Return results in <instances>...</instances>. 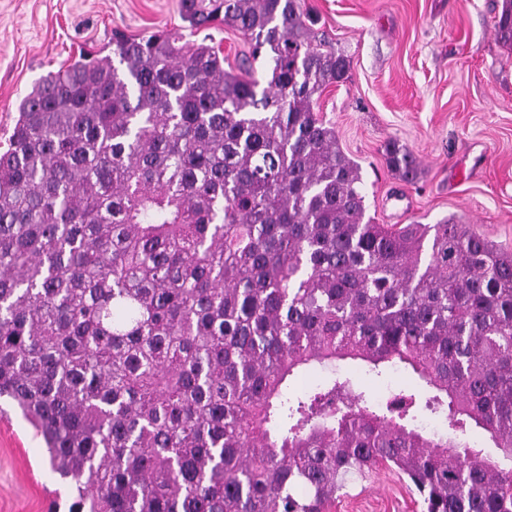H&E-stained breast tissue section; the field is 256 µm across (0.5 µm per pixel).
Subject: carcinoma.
Returning <instances> with one entry per match:
<instances>
[{
  "label": "carcinoma",
  "mask_w": 512,
  "mask_h": 512,
  "mask_svg": "<svg viewBox=\"0 0 512 512\" xmlns=\"http://www.w3.org/2000/svg\"><path fill=\"white\" fill-rule=\"evenodd\" d=\"M178 5L250 56L226 71L204 39L116 31L32 86L0 151V398L75 482L69 512H326L380 465L424 512H512V252L453 217L365 218L314 109L349 62L301 0ZM343 362L432 396L372 400L340 372L290 392Z\"/></svg>",
  "instance_id": "1"
}]
</instances>
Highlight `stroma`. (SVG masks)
Masks as SVG:
<instances>
[{
  "instance_id": "1",
  "label": "stroma",
  "mask_w": 512,
  "mask_h": 512,
  "mask_svg": "<svg viewBox=\"0 0 512 512\" xmlns=\"http://www.w3.org/2000/svg\"><path fill=\"white\" fill-rule=\"evenodd\" d=\"M314 29L349 61L315 110L361 166L366 214L379 224L446 216L512 251V49L496 22L503 0H301ZM177 0H0V148L16 104L80 52L108 53L112 32L183 28ZM394 140L419 159L414 183L388 168ZM71 484L44 444L0 400V512H69ZM330 512H423L406 478L375 470Z\"/></svg>"
}]
</instances>
